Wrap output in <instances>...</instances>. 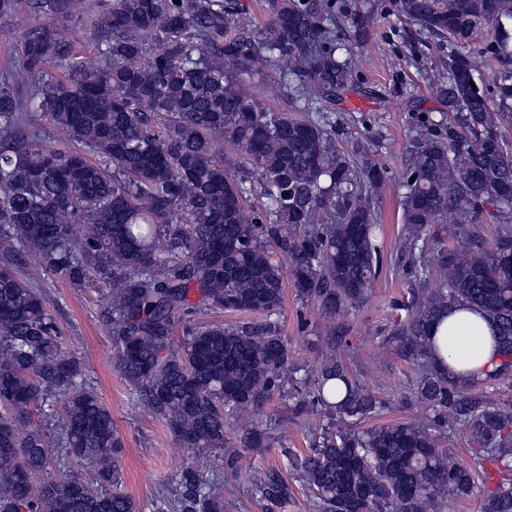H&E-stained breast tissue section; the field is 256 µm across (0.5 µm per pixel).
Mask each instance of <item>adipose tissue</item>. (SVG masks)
Masks as SVG:
<instances>
[{"mask_svg":"<svg viewBox=\"0 0 512 512\" xmlns=\"http://www.w3.org/2000/svg\"><path fill=\"white\" fill-rule=\"evenodd\" d=\"M494 335L493 323L481 311L456 303L431 327L430 362L445 375L488 379L503 362Z\"/></svg>","mask_w":512,"mask_h":512,"instance_id":"obj_1","label":"adipose tissue"}]
</instances>
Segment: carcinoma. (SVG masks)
<instances>
[{
  "label": "carcinoma",
  "instance_id": "1",
  "mask_svg": "<svg viewBox=\"0 0 512 512\" xmlns=\"http://www.w3.org/2000/svg\"><path fill=\"white\" fill-rule=\"evenodd\" d=\"M63 6L0 0V21L18 25L27 11L56 15ZM393 7L448 42L434 83L448 116L423 117L412 140L401 252L418 288L392 338L403 361L423 366L431 325L465 301L496 326L506 366L490 380L512 387V152L501 138L512 121V67L488 86L474 77L479 59L512 61V0ZM342 17L336 0H269L263 23L241 0H112L90 25L104 58L96 68L63 50L48 26L24 36L21 63L0 79V135L45 117L71 147H0V512H138L120 490L124 444L112 412L87 383L84 361L63 348L34 280L40 270L105 287L113 366L177 447L222 452L237 468L243 453L265 447L268 431L245 422L243 447L232 448L227 421L278 394L297 412L316 407L328 418L309 453L281 449L316 512H445L473 491L476 474L495 481L481 512H512V408L468 395L477 383L424 370L414 398L431 417L365 431L351 421L382 402L335 353H325L305 391L287 387L298 368H289L288 344L272 321L285 277L328 317L365 300L381 263L373 197L383 173L358 172L335 149L331 117L264 107L249 81L278 70L292 112L336 101L358 69L342 42ZM483 31L490 40L471 50ZM51 59L66 66V79L44 74ZM219 142L259 175L260 208L247 203L252 188L216 151ZM488 206L500 224L489 246L477 229ZM452 214L464 216L456 244L431 250L433 226ZM76 224L85 226L80 238ZM274 248L288 255V270ZM430 253L436 288L427 287ZM195 288L212 308L260 313L265 322L195 324L178 340ZM56 395L61 446L94 465V486L49 470L47 435L23 427L31 408ZM455 428L473 445L469 465L441 446ZM175 481L181 512H224L204 467L187 466ZM252 485L281 506L291 496L272 471L254 472Z\"/></svg>",
  "mask_w": 512,
  "mask_h": 512
}]
</instances>
